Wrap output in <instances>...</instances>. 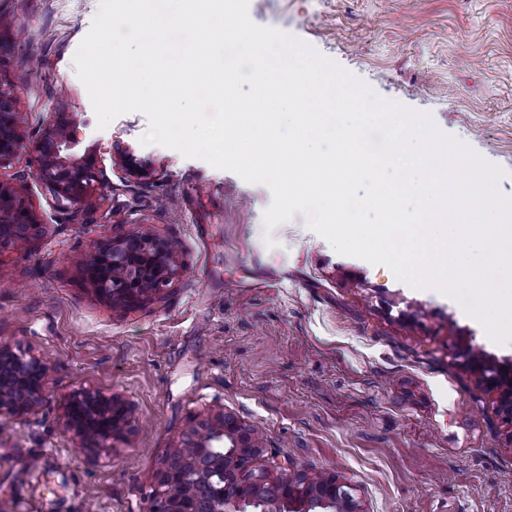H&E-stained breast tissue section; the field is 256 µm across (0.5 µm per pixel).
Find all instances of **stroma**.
<instances>
[{
  "mask_svg": "<svg viewBox=\"0 0 512 512\" xmlns=\"http://www.w3.org/2000/svg\"><path fill=\"white\" fill-rule=\"evenodd\" d=\"M99 0H0V85L28 116L0 181L22 187L44 234L0 251V344L45 364L42 402L0 415V512H147L154 473L187 419L234 415L256 465L351 481L364 512H512V419L466 351L512 360L433 288L338 254L302 213L266 231L268 187L142 145L146 116L98 129L73 63ZM381 98L501 167L512 197V0H249ZM68 122L98 181L63 210L35 175L44 126ZM146 165L130 175L115 144ZM149 233L178 243L180 273L126 308L101 296L85 249ZM114 394L120 436L66 432L67 398Z\"/></svg>",
  "mask_w": 512,
  "mask_h": 512,
  "instance_id": "stroma-1",
  "label": "stroma"
}]
</instances>
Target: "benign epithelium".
<instances>
[{"label":"benign epithelium","instance_id":"benign-epithelium-1","mask_svg":"<svg viewBox=\"0 0 512 512\" xmlns=\"http://www.w3.org/2000/svg\"><path fill=\"white\" fill-rule=\"evenodd\" d=\"M22 114L12 92L0 87V161L22 148ZM65 122L48 125L37 142L36 177L49 183L57 204L85 202L97 179L92 163L70 153ZM28 200L0 181V250L43 231ZM173 242L152 235L126 236L97 245L102 264L89 275L96 290L112 303L133 304L160 292L178 273ZM471 367L488 389L499 394L512 415V363L503 366L485 354H473ZM46 367L0 346V413L19 416L44 397ZM127 425V407L116 397L91 390L70 396L63 426L82 441L111 439ZM259 452L253 430L219 414L195 416L179 434L171 461L156 472L157 489L148 512H250L257 494L282 506L280 512H363L351 482L332 472L308 475L291 466L274 473L255 467Z\"/></svg>","mask_w":512,"mask_h":512}]
</instances>
